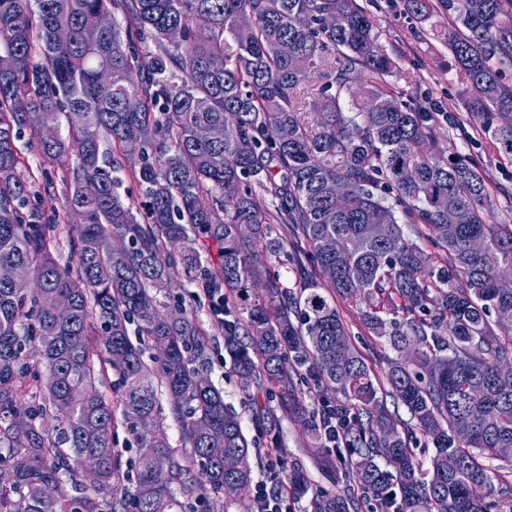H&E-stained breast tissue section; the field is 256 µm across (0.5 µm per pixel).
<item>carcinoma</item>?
I'll list each match as a JSON object with an SVG mask.
<instances>
[{
	"mask_svg": "<svg viewBox=\"0 0 512 512\" xmlns=\"http://www.w3.org/2000/svg\"><path fill=\"white\" fill-rule=\"evenodd\" d=\"M405 6L419 20L453 18L462 108L485 115L484 133L512 159V0ZM100 13L112 26L88 30ZM174 27L179 42L167 37ZM395 68L359 0H0V512H184L205 483L253 481L257 450L211 382L208 334L165 301L182 279L209 289L241 382L278 399L279 411L259 410L268 432L282 413L323 450L319 412L297 392L305 374L345 397L338 453L376 507L489 512L476 495L485 461L512 471V373L499 371L512 361V322L502 320L512 314V224L486 223L490 195L471 158L419 150L437 138L435 116L387 81ZM347 95L357 111H344ZM28 129L43 157L75 156L51 217L36 200L54 183L16 145ZM107 144L138 152L143 222L118 192ZM459 208L470 221L450 235ZM61 224L72 265L56 259ZM274 224L306 246L313 271L296 291L254 261L261 247L279 250ZM406 224L426 227L437 258ZM20 266L39 274L35 292L14 287ZM250 280L262 295L248 296ZM325 290L364 306L366 328L387 338L396 357L386 385ZM29 352L46 368L36 384L23 377ZM107 381L114 400L99 389ZM49 413L63 423L53 437L40 428ZM170 417L198 479L167 439ZM121 427L134 464L117 449ZM419 434L435 448L425 468L410 448ZM90 457L101 466L91 494L73 466ZM266 467L271 491L288 472L311 512H360L345 476L343 488L316 491L283 458ZM162 469L165 486L155 482Z\"/></svg>",
	"mask_w": 512,
	"mask_h": 512,
	"instance_id": "carcinoma-1",
	"label": "carcinoma"
}]
</instances>
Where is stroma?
Returning <instances> with one entry per match:
<instances>
[{
	"instance_id": "stroma-1",
	"label": "stroma",
	"mask_w": 512,
	"mask_h": 512,
	"mask_svg": "<svg viewBox=\"0 0 512 512\" xmlns=\"http://www.w3.org/2000/svg\"><path fill=\"white\" fill-rule=\"evenodd\" d=\"M381 51L395 58L397 67L390 82L398 90L415 97L434 112H454L459 125H441L437 132L440 147L470 157L484 172L490 193L486 220L491 224H512V160L498 154L488 136L480 129L485 119L465 112L462 100L467 86L453 67L446 48L443 30L448 27L445 15L422 22L406 10L404 0H360ZM353 346L365 357L376 377H383L387 361L394 355L386 339L373 336L365 328L360 310L351 302L336 299ZM210 371L212 382L223 391L224 401L235 411L248 437L253 438L260 453L280 444L289 463L299 465L309 475L315 488H336L335 468L325 466L310 453V439L290 420H283L279 435H269L256 417L258 406L267 398L258 386L243 387L231 359L224 350V339L211 331Z\"/></svg>"
}]
</instances>
